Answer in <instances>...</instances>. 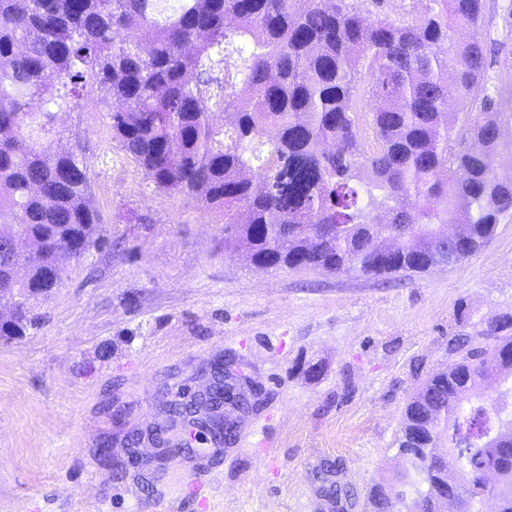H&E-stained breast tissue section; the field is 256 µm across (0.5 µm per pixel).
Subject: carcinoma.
Instances as JSON below:
<instances>
[{"label": "carcinoma", "mask_w": 512, "mask_h": 512, "mask_svg": "<svg viewBox=\"0 0 512 512\" xmlns=\"http://www.w3.org/2000/svg\"><path fill=\"white\" fill-rule=\"evenodd\" d=\"M368 1L383 3L0 0V305L39 301L107 245L82 146L51 151L58 112L90 93L155 189L210 209L224 246L259 266L410 276L481 251L512 217V114L487 72L485 0L373 22ZM17 234L33 252L14 282L3 247ZM40 322L30 311L0 336ZM396 443L405 466L371 485L370 512H432L445 484L459 512L487 498L512 512V312L448 339V366L407 402ZM342 469L326 462L322 489L353 507Z\"/></svg>", "instance_id": "1"}]
</instances>
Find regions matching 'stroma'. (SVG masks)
<instances>
[{
    "label": "stroma",
    "instance_id": "obj_1",
    "mask_svg": "<svg viewBox=\"0 0 512 512\" xmlns=\"http://www.w3.org/2000/svg\"><path fill=\"white\" fill-rule=\"evenodd\" d=\"M489 70L512 60V0H488ZM109 249L71 263L37 330L0 343V512H329L319 465L366 491L402 467V412L448 340L512 310V221L454 267L381 279L255 265L205 207L155 192L95 95L62 112ZM241 367L257 405L215 447L163 405ZM167 426V448L150 438ZM144 436L143 468L125 444Z\"/></svg>",
    "mask_w": 512,
    "mask_h": 512
}]
</instances>
